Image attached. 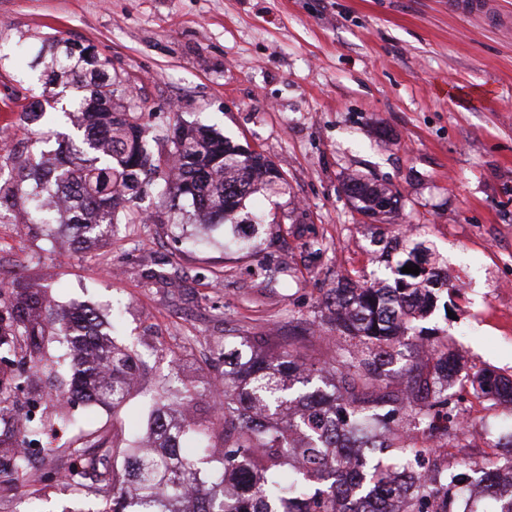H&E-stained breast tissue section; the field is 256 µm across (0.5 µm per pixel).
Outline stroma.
Here are the masks:
<instances>
[{"mask_svg":"<svg viewBox=\"0 0 512 512\" xmlns=\"http://www.w3.org/2000/svg\"><path fill=\"white\" fill-rule=\"evenodd\" d=\"M469 16L448 0H0V142L21 138L18 116L39 92L30 63L43 39L90 44L110 57L117 100H130L168 153L176 120L212 126L267 156L284 193L256 194L246 213L264 223L249 251L224 245L223 230L185 250L196 232L153 193L136 207L147 223L120 226L110 243L59 258L57 239L32 237L21 215L0 224V279L47 287L56 312L112 304L123 322L117 345L146 361L138 395L118 412L76 411L86 431L126 436L144 394L190 379L210 384L223 364L200 340L274 336L294 353L333 361L351 345L328 340L325 293L343 276L392 282L399 252L422 244L448 304L423 319L431 350L463 357L448 389L464 420V457L424 424L416 445L450 468H478L512 405L474 394L475 374L512 377V0H487ZM352 174L388 185L398 215L388 224L359 214L342 183ZM166 283L146 280V268ZM74 432L47 435L45 451L0 512H96L38 477L68 469Z\"/></svg>","mask_w":512,"mask_h":512,"instance_id":"35a3bbf8","label":"stroma"}]
</instances>
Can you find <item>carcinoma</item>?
Here are the masks:
<instances>
[{
	"mask_svg": "<svg viewBox=\"0 0 512 512\" xmlns=\"http://www.w3.org/2000/svg\"><path fill=\"white\" fill-rule=\"evenodd\" d=\"M67 43L59 37L42 43L38 58L47 78L41 97L48 102L69 95L63 114L74 132L59 133L50 149L48 141L32 138L31 126L45 116L44 101L24 108L26 134L0 154V222L20 211L36 235L95 244L111 238L118 207L150 190L172 209L190 203L196 227L209 229L218 216L234 233L246 223L239 211L248 197L285 190L286 180L267 157L206 125L176 123L173 150L154 155L148 127L133 108L114 102L112 62L90 46L75 51ZM149 172L155 177L147 178ZM344 190L367 217L386 219L397 210L398 200L383 184L352 177ZM416 251L411 248L398 263L391 284L343 277L328 290L323 305L329 330L355 340L349 357L330 369L300 363L289 348L277 351L263 336L210 342V358L224 363L209 389L222 428L188 420L185 409L200 390L184 382L174 395H152L144 434L117 444L105 432L88 433L73 449L82 466L63 475L49 471L41 480L59 481L75 496H102L98 512H355L351 504L375 496L384 497L381 512H476L448 502L455 473L426 460L408 442L404 425L388 418L400 411L419 420L426 411L447 408L456 360L443 353L427 373L411 364L398 391L366 397L394 363L396 349L413 344L414 320L435 302L433 289L419 281L425 270L402 272L418 264ZM103 315L92 306L58 314L48 308L43 286L0 281V364L13 363L20 351L24 363L37 368L53 342L87 350L78 359L70 353L63 358L71 374L67 406L56 421L60 428L74 424L75 402L125 406L127 380L145 370L144 362L101 337ZM474 391L512 397V379L486 374ZM252 410L263 412L265 423L244 420ZM364 417L375 434L356 456L346 445L347 429ZM16 447L0 440V459L15 473L27 466ZM483 474L498 512H512V493H497V465L485 462Z\"/></svg>",
	"mask_w": 512,
	"mask_h": 512,
	"instance_id": "1",
	"label": "carcinoma"
}]
</instances>
